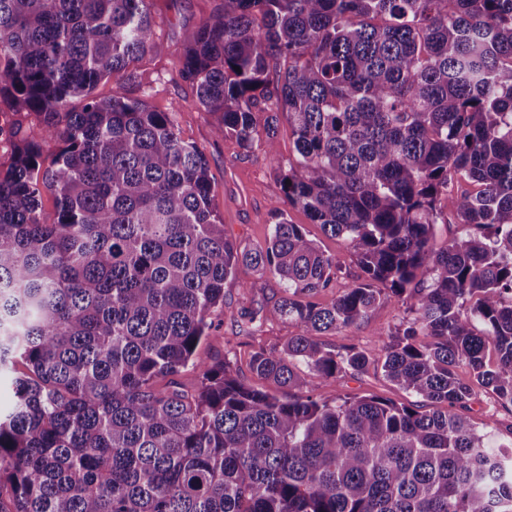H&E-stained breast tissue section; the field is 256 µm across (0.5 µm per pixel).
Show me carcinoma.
Masks as SVG:
<instances>
[{
	"instance_id": "cac0c4a2",
	"label": "carcinoma",
	"mask_w": 512,
	"mask_h": 512,
	"mask_svg": "<svg viewBox=\"0 0 512 512\" xmlns=\"http://www.w3.org/2000/svg\"><path fill=\"white\" fill-rule=\"evenodd\" d=\"M222 2L184 33L181 78L246 150L257 113L271 154L288 115V202L362 275L277 207L264 242L228 237L174 113L94 95L157 49L151 0H0V98L40 118L0 169V512H512V441L459 413L456 375L512 406V0ZM446 214L473 233L438 248ZM241 265L281 288L243 320L299 328L248 361L284 393L225 357L174 386ZM390 298L414 317L383 358L319 341ZM373 363L418 401L292 394Z\"/></svg>"
}]
</instances>
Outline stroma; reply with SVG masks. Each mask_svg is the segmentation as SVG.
I'll return each instance as SVG.
<instances>
[{
    "instance_id": "1",
    "label": "stroma",
    "mask_w": 512,
    "mask_h": 512,
    "mask_svg": "<svg viewBox=\"0 0 512 512\" xmlns=\"http://www.w3.org/2000/svg\"><path fill=\"white\" fill-rule=\"evenodd\" d=\"M221 6L222 0H153L154 36L161 46L160 52L138 64L136 84L109 78L98 84L95 93L101 98L137 96L152 109L174 113L182 138L199 146L206 156L213 205L223 219L225 230L237 241L264 242L272 230L271 208L276 205L285 208L292 223L303 225L310 238L335 256L349 278H356L361 270L346 244L341 239L325 236L305 212L289 206L282 192L277 165L293 156V137L288 124H280L274 150L259 144L251 151H244L234 139L218 133L217 115L200 110L192 87L178 76L183 29L214 17ZM254 279L252 271L242 268L225 283L224 305L213 314L217 333L197 352L198 360L206 363L220 355L236 357L238 377L246 382L252 379L245 363L248 352L262 345L283 344L297 332L293 324L285 321L266 325L259 336L240 330L237 320L246 304L242 286ZM410 317L408 303L388 300L376 307L368 325L325 336L324 341L332 346L358 342L378 359L384 354V334L395 331ZM317 393L329 401L339 396L368 395L406 405L416 400L415 395L399 389L372 368L321 380ZM463 414L477 425L489 426L496 443L512 441V408L497 403L490 393L478 391Z\"/></svg>"
}]
</instances>
